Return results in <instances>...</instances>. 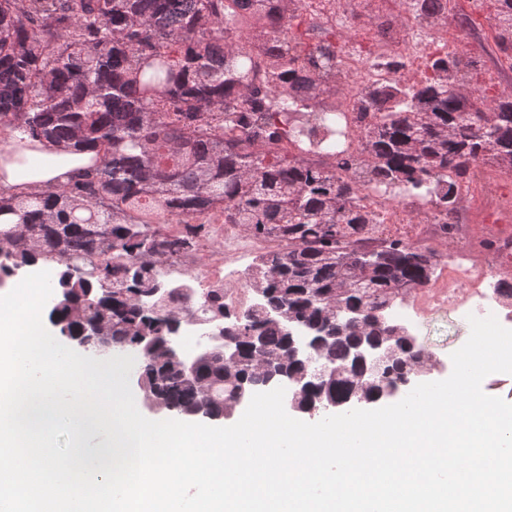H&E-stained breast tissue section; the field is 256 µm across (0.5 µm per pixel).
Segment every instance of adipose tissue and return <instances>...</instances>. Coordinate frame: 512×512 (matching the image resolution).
I'll use <instances>...</instances> for the list:
<instances>
[{
  "mask_svg": "<svg viewBox=\"0 0 512 512\" xmlns=\"http://www.w3.org/2000/svg\"><path fill=\"white\" fill-rule=\"evenodd\" d=\"M95 158L92 152L65 151L19 133L0 149V186L37 192L62 185Z\"/></svg>",
  "mask_w": 512,
  "mask_h": 512,
  "instance_id": "ef3b65f1",
  "label": "adipose tissue"
}]
</instances>
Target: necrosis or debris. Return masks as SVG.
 <instances>
[{"label": "necrosis or debris", "instance_id": "necrosis-or-debris-1", "mask_svg": "<svg viewBox=\"0 0 512 512\" xmlns=\"http://www.w3.org/2000/svg\"><path fill=\"white\" fill-rule=\"evenodd\" d=\"M305 2L300 15L309 42L329 39L336 44L335 64L322 71L326 93L320 106L335 113L340 134L335 152L308 144L293 153L298 159L317 158L330 166L337 156L363 154L356 110L362 91L397 80L420 83L433 59L459 54L463 38L497 42L505 30L500 19L489 18L485 0H448L447 16L441 21L422 18L407 0H361L369 22L359 28L349 19L345 0ZM360 197L376 214L380 227L397 230L405 241L445 234L466 246L462 253L449 254L435 287L414 294L415 313L448 309L479 318L493 315L502 323L512 320V192L483 174L461 182L457 197L466 207L456 212L449 226L422 199L386 195L367 183L362 184ZM488 264L499 270L495 280L485 275Z\"/></svg>", "mask_w": 512, "mask_h": 512}]
</instances>
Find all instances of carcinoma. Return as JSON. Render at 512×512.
<instances>
[{"instance_id":"cac0c4a2","label":"carcinoma","mask_w":512,"mask_h":512,"mask_svg":"<svg viewBox=\"0 0 512 512\" xmlns=\"http://www.w3.org/2000/svg\"><path fill=\"white\" fill-rule=\"evenodd\" d=\"M291 2L0 0V129L100 159L37 194L0 188V216L12 218L0 223V285L38 263L57 270L64 296L51 301L48 320L59 335L93 328L112 347L138 351L145 399L178 418L201 401L208 417L231 418L239 390L262 386L263 359L304 381L294 410L305 414L389 400L436 362L390 316L429 286L435 253L396 238L369 243L377 219L360 204V181L277 148L298 134H332L299 106L304 94L319 97V71L335 51L290 36ZM454 64L439 57L419 86L364 94L363 159L338 167L425 197L446 216L456 183L476 164L512 172V95L489 94L485 107L461 98ZM218 213L252 238L278 242L246 277L253 300L245 310H226L222 288L164 279ZM174 223L183 231L161 229ZM338 305L345 316L362 311L364 323L336 322ZM189 321L237 326L238 362L224 365L217 343L198 377L186 378L167 340ZM291 323L329 335L322 376L290 358ZM369 342L392 346L383 378L371 383L354 357Z\"/></svg>"}]
</instances>
